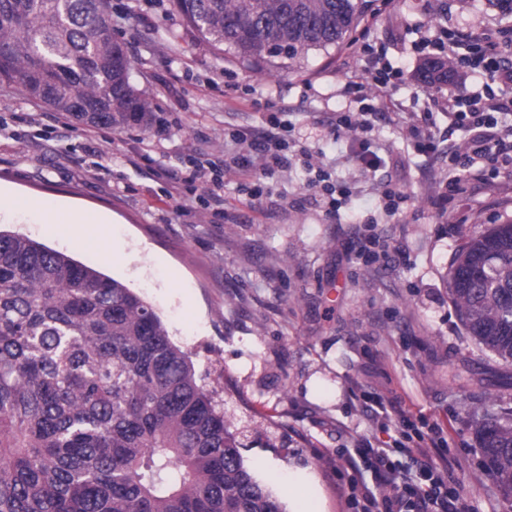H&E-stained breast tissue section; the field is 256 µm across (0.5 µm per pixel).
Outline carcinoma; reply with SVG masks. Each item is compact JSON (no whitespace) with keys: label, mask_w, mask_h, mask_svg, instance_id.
<instances>
[{"label":"carcinoma","mask_w":512,"mask_h":512,"mask_svg":"<svg viewBox=\"0 0 512 512\" xmlns=\"http://www.w3.org/2000/svg\"><path fill=\"white\" fill-rule=\"evenodd\" d=\"M217 50L260 64L336 46L366 0H173ZM0 87L79 122L152 115L109 0H0ZM427 85L456 71L427 59ZM448 296L481 350L512 363V219L466 235ZM474 433L482 473L512 497V414ZM241 443L189 355L122 282L0 230V512H285L244 464Z\"/></svg>","instance_id":"1"}]
</instances>
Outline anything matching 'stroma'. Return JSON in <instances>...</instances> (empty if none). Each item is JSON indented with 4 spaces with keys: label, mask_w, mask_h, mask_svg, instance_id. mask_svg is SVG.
Wrapping results in <instances>:
<instances>
[{
    "label": "stroma",
    "mask_w": 512,
    "mask_h": 512,
    "mask_svg": "<svg viewBox=\"0 0 512 512\" xmlns=\"http://www.w3.org/2000/svg\"><path fill=\"white\" fill-rule=\"evenodd\" d=\"M111 5L155 123L91 127L0 88V185L24 200L106 213V237L78 245L69 225L27 211L0 212V229L67 253L150 303L223 406L245 463L287 512H353L358 450L388 438L371 411L378 388L420 430L442 425L438 454L468 512H512V497L481 471L473 431L475 420L512 408V366L467 336L447 284L465 234L512 219V166L471 179L461 199H442L448 157L466 135L412 77L423 39L511 30L512 19L487 0H368L340 45L258 71L186 30L172 0ZM385 68L387 86L372 83ZM354 82L374 108L370 136L384 159L375 170L358 164L355 132L335 125L358 107ZM428 110L435 148L421 153L397 115ZM273 116L290 126V154L312 153L322 168L293 162L253 200L232 135L265 132ZM197 164L222 168L223 206L212 205L209 185L190 181ZM321 172L349 191L339 209L308 189ZM175 180L181 194L172 198ZM389 184L408 197L393 215L377 207ZM369 221L380 246L365 258L354 245ZM452 364L483 384L460 388Z\"/></svg>",
    "instance_id": "stroma-1"
}]
</instances>
